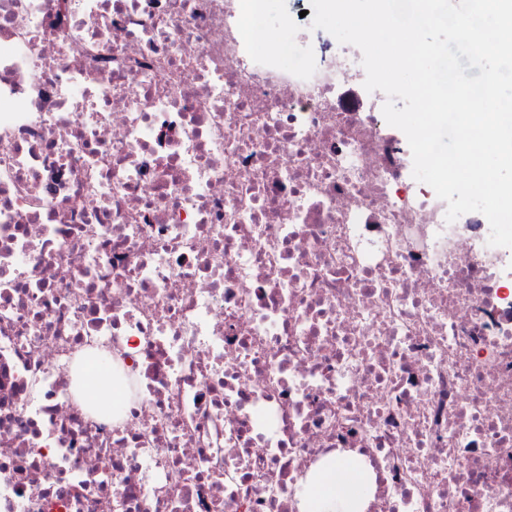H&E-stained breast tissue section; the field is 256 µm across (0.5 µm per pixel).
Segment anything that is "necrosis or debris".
Listing matches in <instances>:
<instances>
[{
    "label": "necrosis or debris",
    "instance_id": "1",
    "mask_svg": "<svg viewBox=\"0 0 512 512\" xmlns=\"http://www.w3.org/2000/svg\"><path fill=\"white\" fill-rule=\"evenodd\" d=\"M243 0H0V512H512V255L358 48ZM262 12L257 13L253 18L252 29L254 32L265 35L271 33L280 40L288 43L293 42L297 47L295 55L288 58L284 56L283 63L288 67V63L295 61H307L311 53L313 58L320 56V47L330 41L336 43V39L322 29L309 30L307 37L303 41H295L296 32L291 25L292 19H296L302 10H307L312 19L314 9L309 5V0H264ZM336 484L344 486L345 492L337 493ZM365 494L351 464L341 461L334 463L314 480L303 482L300 508L303 512H354L350 509L352 502L363 498Z\"/></svg>",
    "mask_w": 512,
    "mask_h": 512
}]
</instances>
